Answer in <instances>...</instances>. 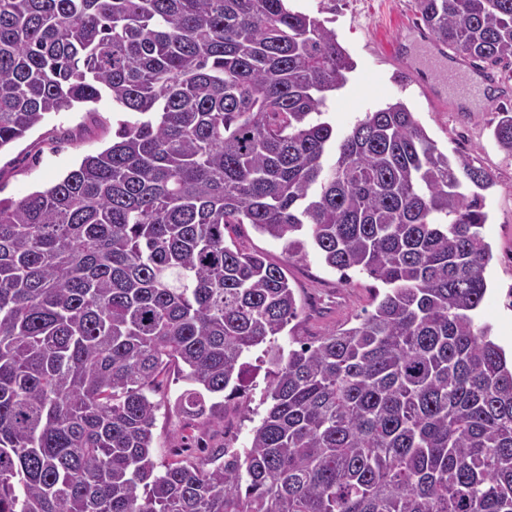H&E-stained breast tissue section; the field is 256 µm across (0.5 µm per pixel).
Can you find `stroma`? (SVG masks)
Masks as SVG:
<instances>
[{
  "label": "stroma",
  "mask_w": 512,
  "mask_h": 512,
  "mask_svg": "<svg viewBox=\"0 0 512 512\" xmlns=\"http://www.w3.org/2000/svg\"><path fill=\"white\" fill-rule=\"evenodd\" d=\"M288 5L324 21L355 63L345 86L326 102L325 118L337 135L347 134L364 112L400 100L439 149L467 152L492 174L494 184L485 193L488 220L483 235L493 259L479 316L511 354L512 305H506L505 294L512 290V155L497 146L492 129L499 112L512 109V72H502L492 93L471 99L465 112L455 104L472 73L459 72L453 83L442 80L453 60L431 57L422 39L417 0H288ZM120 117L106 96L92 108L78 105L49 115L24 138L0 150V195L19 199L63 178L85 156L111 145ZM225 240L285 270L299 305V316L289 326L295 339L311 341L351 327L376 305L380 282L357 271L329 268L316 252L301 261L288 260L283 241L249 224L232 225ZM264 386L263 375L253 376L243 397L225 402L222 419L202 426L175 410L174 402L187 384L178 370L168 371L152 394L158 404L153 429L158 460H196L219 448H245L265 411L260 403Z\"/></svg>",
  "instance_id": "stroma-1"
}]
</instances>
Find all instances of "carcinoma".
<instances>
[{
	"label": "carcinoma",
	"instance_id": "1",
	"mask_svg": "<svg viewBox=\"0 0 512 512\" xmlns=\"http://www.w3.org/2000/svg\"><path fill=\"white\" fill-rule=\"evenodd\" d=\"M418 8L483 72L512 65V0ZM353 69L286 0H0V150L104 95L131 115L0 198V512H512V362L477 320L493 177L401 101L337 136ZM492 136L512 154V111ZM232 224L367 274L374 311L283 346L293 288ZM172 367L203 425L265 368L243 451L157 463Z\"/></svg>",
	"mask_w": 512,
	"mask_h": 512
}]
</instances>
